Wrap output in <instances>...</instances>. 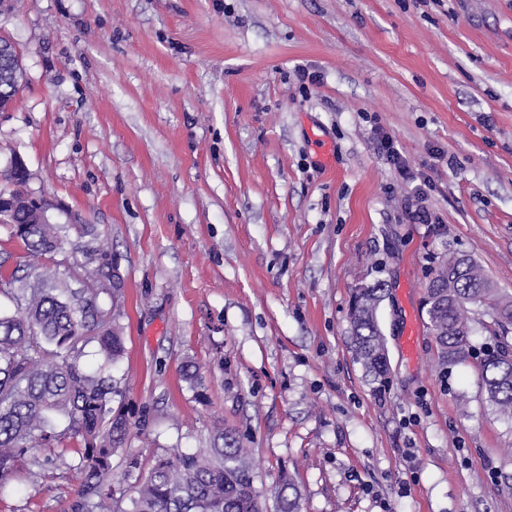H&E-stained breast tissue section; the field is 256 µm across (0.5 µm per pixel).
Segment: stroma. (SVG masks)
Instances as JSON below:
<instances>
[{
  "instance_id": "1",
  "label": "stroma",
  "mask_w": 512,
  "mask_h": 512,
  "mask_svg": "<svg viewBox=\"0 0 512 512\" xmlns=\"http://www.w3.org/2000/svg\"><path fill=\"white\" fill-rule=\"evenodd\" d=\"M0 37L24 72L0 189L22 158L123 279L126 450L149 464L230 429L301 512H512V423L474 359L442 367L424 308L450 252L512 294V0H15ZM382 132L430 173L433 223L409 220ZM377 281L380 396L349 324ZM79 446L1 481L0 512H71ZM287 490H291V493L286 494ZM276 493L279 500L277 512H300V493L291 479L286 476Z\"/></svg>"
}]
</instances>
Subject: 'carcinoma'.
<instances>
[{"label":"carcinoma","mask_w":512,"mask_h":512,"mask_svg":"<svg viewBox=\"0 0 512 512\" xmlns=\"http://www.w3.org/2000/svg\"><path fill=\"white\" fill-rule=\"evenodd\" d=\"M0 43V84L18 87L22 72L8 53L12 45L6 39ZM16 221L13 234L32 267L72 245L74 232L91 240L81 247L83 260L65 275L55 269L34 277L0 273V294L16 304L14 312L0 310V481L23 459L43 470L48 459L38 450L70 434L84 444L75 464L82 484L71 512H263L247 449L230 430L219 435L220 445L160 455L148 469L129 453L124 458L128 486L108 480L112 457L129 430L122 407L114 406L119 390L108 372L124 355V338L114 326L120 289L112 287V251L96 242L87 224H25L20 216ZM383 292L379 283L355 289L349 314L355 358L378 394L389 371L378 319ZM101 293L111 297V308L98 306ZM426 306L445 366L462 363L475 351V312L491 310L480 347L482 384L497 413L512 421V295L502 293L472 258L450 254L431 272ZM92 343L103 361L96 370L83 361ZM61 418L67 426L60 431ZM277 498V512H300L292 480H283Z\"/></svg>","instance_id":"obj_1"}]
</instances>
